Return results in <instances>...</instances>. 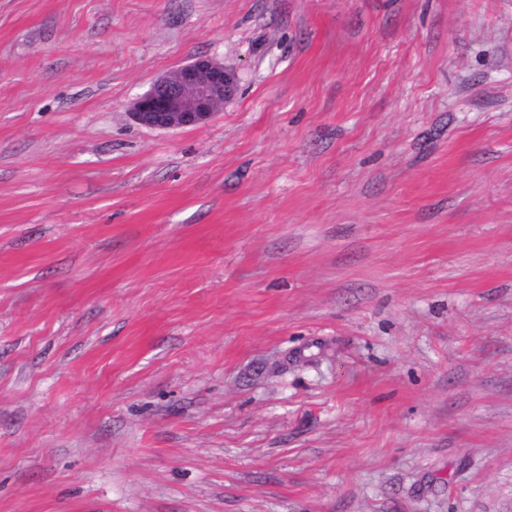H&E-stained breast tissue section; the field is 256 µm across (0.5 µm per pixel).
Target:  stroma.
Returning a JSON list of instances; mask_svg holds the SVG:
<instances>
[{
	"mask_svg": "<svg viewBox=\"0 0 512 512\" xmlns=\"http://www.w3.org/2000/svg\"><path fill=\"white\" fill-rule=\"evenodd\" d=\"M0 512H512V0H0ZM234 75L223 63L197 58L157 79L131 105L132 118L161 129L207 123L236 90Z\"/></svg>",
	"mask_w": 512,
	"mask_h": 512,
	"instance_id": "35a3bbf8",
	"label": "stroma"
}]
</instances>
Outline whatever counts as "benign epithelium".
Instances as JSON below:
<instances>
[{
	"instance_id": "obj_1",
	"label": "benign epithelium",
	"mask_w": 512,
	"mask_h": 512,
	"mask_svg": "<svg viewBox=\"0 0 512 512\" xmlns=\"http://www.w3.org/2000/svg\"><path fill=\"white\" fill-rule=\"evenodd\" d=\"M236 90L234 75L224 65L197 58L157 79L131 105L141 125L161 129L207 123Z\"/></svg>"
}]
</instances>
